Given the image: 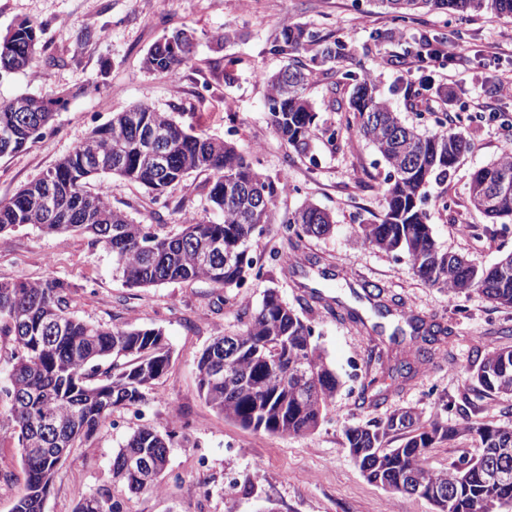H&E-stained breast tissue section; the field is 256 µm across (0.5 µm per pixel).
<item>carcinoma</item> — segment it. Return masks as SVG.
Returning a JSON list of instances; mask_svg holds the SVG:
<instances>
[{"label": "carcinoma", "instance_id": "obj_1", "mask_svg": "<svg viewBox=\"0 0 512 512\" xmlns=\"http://www.w3.org/2000/svg\"><path fill=\"white\" fill-rule=\"evenodd\" d=\"M403 22L420 11L451 12L463 19L473 13L491 12L512 19V0H376ZM39 29L21 22L0 38V74L24 70L39 54ZM307 47L317 49L311 61H343L348 47L331 34L306 26H285L271 51L292 55ZM193 44L175 41L151 46L145 68L172 77L192 58ZM340 85L354 82L347 111L353 113L358 133L371 142L386 164L380 184L384 197L382 218L361 224L363 240L371 246L410 262L414 275L425 283L452 292H480L489 301L512 307V254L488 269H478L463 257L441 251L433 238L427 203L432 182L442 181L454 169L470 144L448 127V113L436 120L439 127L426 134L401 120L390 102L377 92L375 80L357 79L349 71L332 72ZM264 107L274 131L298 155H307L314 139L336 132L319 127L318 113L307 97L311 70L298 59L264 77ZM62 97L20 95L0 102V158L17 153L41 137ZM161 133L168 166L159 169L146 149L144 134ZM109 156L112 165L93 171L89 158ZM209 173L206 198L218 221L193 218L177 234H165L158 224H135L112 206L104 184L90 190L91 180L118 176L144 186L152 200L192 172ZM55 188L54 209L46 212L44 182ZM285 193L284 177L258 172L233 144L210 138L176 122L147 104L117 112L109 123L93 128L86 138L40 178L22 188L10 201L0 203V235L23 226L47 234L78 233L91 245L112 254L113 268L130 288L206 280L228 293L220 303L234 300L229 292L261 276L262 267L252 253L273 224H284L291 250L306 248L312 238L330 234L335 220L315 204H306L278 219L276 201ZM471 206L489 218L512 222V152L477 169L469 184ZM219 241L222 251L203 259L201 244ZM377 293H352L380 314L392 309ZM69 285L58 279L39 282L0 280V335L11 336L10 387L4 391L11 421L10 434L21 448L27 480L25 492L12 512H44L56 472L59 450L71 449L112 425V414L143 403L152 386L168 370L171 353L164 333L155 327L124 328L87 322L68 315ZM306 305L336 309V318L366 326L361 312L342 301L331 304L316 288ZM413 335L425 346L417 349L423 359L431 346L448 338V327L406 318ZM242 327L214 337L197 357L199 390L208 404L243 428L268 434L300 435L316 430L340 381L319 348L314 329L298 311L273 289L265 291L260 307L247 314ZM233 355L238 379L227 385L214 372L224 368V355ZM308 367L307 379H293V371ZM290 371L283 383L277 371ZM478 392L489 399L512 394V348L488 351L472 376ZM49 418L52 427L41 430ZM477 441V452L462 453L448 467L431 470L424 464L427 450L458 435ZM175 431H157L140 425L126 438L112 462V481L132 492L156 491L158 477L168 461ZM345 447L366 478L382 487L410 494L440 484L453 474L448 496L433 500L436 512H504L512 507V428H501L469 418L459 428L437 419L420 421L411 409H395L384 418L350 427ZM138 457L147 471L127 468V459ZM510 474L492 482L489 470ZM74 512H122L107 492L82 499Z\"/></svg>", "mask_w": 512, "mask_h": 512}]
</instances>
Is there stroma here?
Here are the masks:
<instances>
[{
  "label": "stroma",
  "mask_w": 512,
  "mask_h": 512,
  "mask_svg": "<svg viewBox=\"0 0 512 512\" xmlns=\"http://www.w3.org/2000/svg\"><path fill=\"white\" fill-rule=\"evenodd\" d=\"M23 21L40 28L34 66L0 76V101L20 94H69L43 136L25 150L0 158V201L42 176L113 113L146 103L176 120L194 124L209 137L233 141L269 176L287 172L293 192L280 195L287 214L314 203L330 211L334 232L311 239L307 254L329 265L334 278L326 295L349 301L348 281L384 285L402 299L403 313L448 325L451 336L430 361L417 360L411 337L388 334L336 320L322 309L302 307L295 278L266 263L260 279L235 291V302L217 301L203 280L131 288L112 270V257L82 235H50L23 226L0 236V280L69 283L68 311L89 321L120 327L162 329L171 363L136 412L121 411L113 424L79 442L58 467L45 512H74L83 498L110 491L123 512H435L431 502L369 482L344 446L346 428L383 418L397 408L416 409L422 419L461 425L464 418L512 427V395L487 403L473 391L471 375L483 352L512 346V307L475 291L455 294L422 282L407 260L365 244L361 221L384 211L378 189L386 168L374 146L356 132L351 113L330 107L329 76L315 75L308 96L321 126L336 131L335 145L316 142L313 157L290 155L263 109V75L286 63L270 47L289 24H307L336 34L352 47L344 69L374 75L381 95L407 124L435 130V114L461 115L460 129L471 150L447 179L433 185L428 209L441 251L488 268L512 252V223H493L468 199L471 172L512 150L501 119L512 120V96L495 92L498 79L512 77V53H488L512 22L490 13L465 19L419 13L394 20L372 0H0V36ZM183 29L194 37V53L173 81L142 66L148 49L164 35ZM235 31L229 43L217 34ZM445 34L462 60L449 59L424 71L417 55L420 38ZM233 83H226L225 73ZM430 73L434 91L421 87ZM194 172L152 201L146 189L108 178L112 204L137 223L162 221L178 232L189 218L214 219L204 185ZM276 289L314 328L313 342L336 370L341 385L320 426L305 435L256 433L224 418L199 391L198 354L215 336L237 330L242 309H256L267 289ZM412 363L408 381L392 378L390 366ZM379 399L359 400L364 382ZM190 425L177 432L169 449L161 491L130 492L113 483L112 461L137 423L171 429L174 413ZM6 407H0V512H11L25 490L21 450L10 436Z\"/></svg>",
  "instance_id": "stroma-1"
}]
</instances>
